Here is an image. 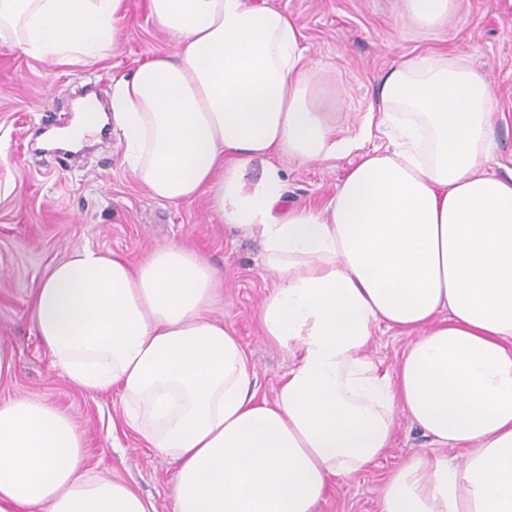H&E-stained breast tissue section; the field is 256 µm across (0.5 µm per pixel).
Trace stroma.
Masks as SVG:
<instances>
[{"label": "stroma", "instance_id": "obj_1", "mask_svg": "<svg viewBox=\"0 0 512 512\" xmlns=\"http://www.w3.org/2000/svg\"><path fill=\"white\" fill-rule=\"evenodd\" d=\"M293 18L313 66L330 83L339 135L356 136L382 76L400 55L443 52L467 59L488 77L498 120L492 169L512 176V0H454L447 31L406 19L405 0H253ZM119 43L102 60L62 65L0 44V347L14 355L0 379V401L31 396L69 413L84 433L85 463L118 477L157 512H173L177 463L146 447L123 419L118 392L90 393L71 383L37 336L30 295L50 267L73 250L116 252L130 264L179 244L201 254L224 279L212 314L240 340L256 376V396L273 399L291 358L262 334L259 312L275 276L260 264L258 239L229 230L207 196L178 205L153 198L123 163L125 143L95 147L68 168L58 151L37 145V129L67 125L79 89L94 82L111 97L112 82L173 49L148 0H124ZM356 155L284 162L288 206L323 208ZM431 440L400 420L389 451L368 469L333 478L316 512H379L391 472L417 454L437 455Z\"/></svg>", "mask_w": 512, "mask_h": 512}]
</instances>
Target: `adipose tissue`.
I'll list each match as a JSON object with an SVG mask.
<instances>
[{
    "label": "adipose tissue",
    "instance_id": "obj_1",
    "mask_svg": "<svg viewBox=\"0 0 512 512\" xmlns=\"http://www.w3.org/2000/svg\"><path fill=\"white\" fill-rule=\"evenodd\" d=\"M174 52L79 108L60 141L113 121L155 199L208 195L259 237L277 281L264 336L294 362L260 401L235 336L213 319L218 272L168 245L139 266L90 247L31 295L38 336L82 389L119 388L126 424L178 461L174 512H315L328 481L390 448L398 417L461 462L416 456L381 512H512V177L485 167L496 100L485 73L440 53L400 56L376 117L341 137L323 74L288 13L251 0H149ZM123 0H0V43L70 64L118 45ZM385 148L365 149L372 129ZM358 153L324 209L284 207L287 158ZM409 337L393 371L377 326ZM0 512H156L84 467V434L35 398L0 402Z\"/></svg>",
    "mask_w": 512,
    "mask_h": 512
}]
</instances>
